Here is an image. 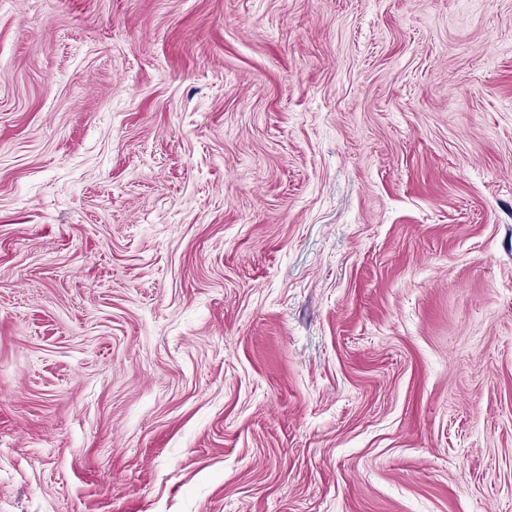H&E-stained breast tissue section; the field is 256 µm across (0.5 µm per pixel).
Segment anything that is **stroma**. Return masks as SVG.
<instances>
[{"mask_svg": "<svg viewBox=\"0 0 512 512\" xmlns=\"http://www.w3.org/2000/svg\"><path fill=\"white\" fill-rule=\"evenodd\" d=\"M0 512H512V0H0Z\"/></svg>", "mask_w": 512, "mask_h": 512, "instance_id": "35a3bbf8", "label": "stroma"}]
</instances>
